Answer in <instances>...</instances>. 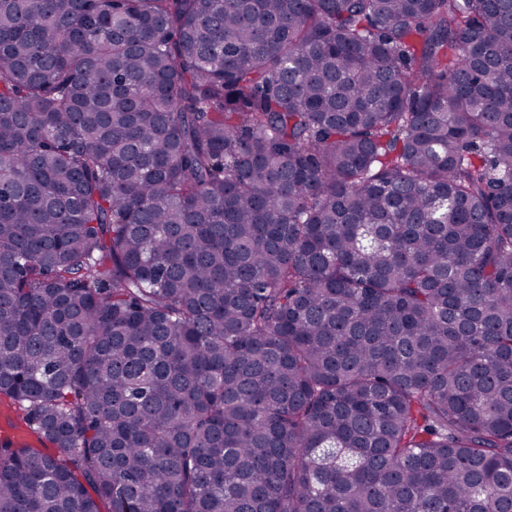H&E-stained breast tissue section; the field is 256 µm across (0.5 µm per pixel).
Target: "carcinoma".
I'll list each match as a JSON object with an SVG mask.
<instances>
[{
  "label": "carcinoma",
  "instance_id": "carcinoma-1",
  "mask_svg": "<svg viewBox=\"0 0 512 512\" xmlns=\"http://www.w3.org/2000/svg\"><path fill=\"white\" fill-rule=\"evenodd\" d=\"M0 512H512V0H0Z\"/></svg>",
  "mask_w": 512,
  "mask_h": 512
}]
</instances>
